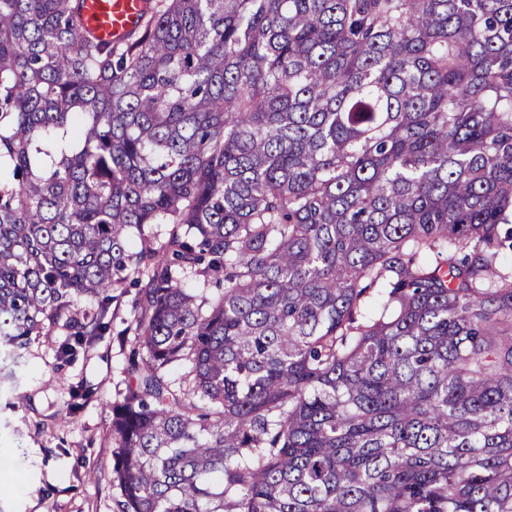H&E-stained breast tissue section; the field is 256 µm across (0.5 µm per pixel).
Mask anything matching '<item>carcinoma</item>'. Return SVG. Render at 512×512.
Segmentation results:
<instances>
[{
  "mask_svg": "<svg viewBox=\"0 0 512 512\" xmlns=\"http://www.w3.org/2000/svg\"><path fill=\"white\" fill-rule=\"evenodd\" d=\"M84 10L0 0V361L137 289L120 512H512V0ZM85 24L100 39H117L132 30L144 0H85Z\"/></svg>",
  "mask_w": 512,
  "mask_h": 512,
  "instance_id": "obj_1",
  "label": "carcinoma"
}]
</instances>
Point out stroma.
Wrapping results in <instances>:
<instances>
[{"label":"stroma","mask_w":512,"mask_h":512,"mask_svg":"<svg viewBox=\"0 0 512 512\" xmlns=\"http://www.w3.org/2000/svg\"><path fill=\"white\" fill-rule=\"evenodd\" d=\"M133 300L113 302L110 333L71 364H57L58 328L23 349L14 385L0 388V512H119L112 402L126 384ZM78 385L93 396L73 419L66 405Z\"/></svg>","instance_id":"obj_1"}]
</instances>
